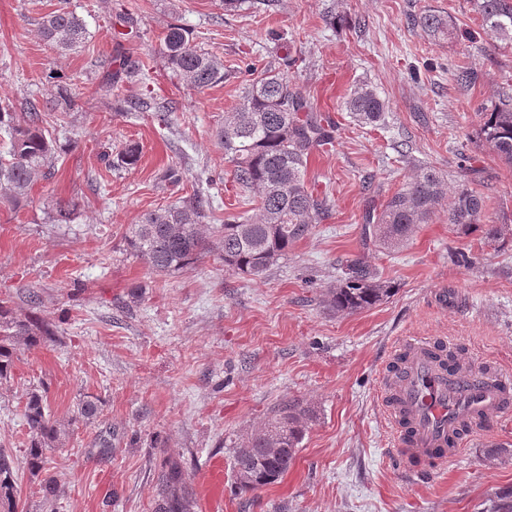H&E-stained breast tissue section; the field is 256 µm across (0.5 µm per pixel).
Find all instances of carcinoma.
I'll list each match as a JSON object with an SVG mask.
<instances>
[{"label": "carcinoma", "instance_id": "obj_1", "mask_svg": "<svg viewBox=\"0 0 512 512\" xmlns=\"http://www.w3.org/2000/svg\"><path fill=\"white\" fill-rule=\"evenodd\" d=\"M471 3L487 36L512 47V0ZM416 23L434 36L452 34L450 25L436 14L426 13ZM39 33L53 49L69 52L85 43L88 28L74 11L61 5L40 18ZM163 55L168 68L193 90L224 82V62L192 44L189 30L181 25L169 27ZM124 107L128 112L152 108L163 123L171 111L145 97L127 99ZM345 107L361 124L378 125L385 120L386 103L369 84L356 85ZM481 132L491 149L512 164V99L483 113ZM334 133L331 119L314 111L308 97L284 72L267 68L244 88L240 102L226 113L217 133L224 160L232 166L236 182L254 193L258 213L229 214L208 234L203 219L214 208V199L195 195L179 206L146 214L126 236V251L156 273L179 271L213 251L239 275H264L330 212L328 194H318L308 186L306 169L314 152L333 143ZM0 135L9 142L7 155L0 156V201L15 209L30 199L37 176L53 175L56 142L47 137L34 103L21 119L0 109ZM444 195V180L434 168H415L397 192L366 209L363 221L373 225L375 245L389 252L403 247L415 227L428 222ZM484 209V196L464 185L448 207V223L460 234L479 229L485 239L495 241L502 227L482 223ZM393 292L375 268L356 258L347 262L328 302L338 312L355 313L382 303ZM56 336L44 321L18 317L1 299L0 382L10 379L19 346L52 342ZM24 418L30 435L27 465L39 471L44 466V451L60 443L64 430L36 391L26 398ZM312 419V411L299 399L274 406L267 421L233 449L237 488L247 493L281 480ZM17 497L15 461L0 450V506L15 512ZM195 508L196 495L186 482L181 461L163 458L156 475L154 512H195ZM483 512H512V487L490 494Z\"/></svg>", "mask_w": 512, "mask_h": 512}]
</instances>
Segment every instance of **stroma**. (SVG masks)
I'll return each mask as SVG.
<instances>
[{"label": "stroma", "mask_w": 512, "mask_h": 512, "mask_svg": "<svg viewBox=\"0 0 512 512\" xmlns=\"http://www.w3.org/2000/svg\"><path fill=\"white\" fill-rule=\"evenodd\" d=\"M62 1L89 32L64 55L37 26ZM120 10L140 33L123 45L113 37ZM428 10L456 37L413 25ZM173 24L223 60V83L198 92L167 67ZM283 40L301 51L289 80L340 123L333 146L307 166L309 185L331 193L329 216L260 277L226 270L213 254L177 272L148 271L123 247L145 213L198 191L221 202L205 225L254 212L215 133L246 81L277 63ZM126 57L148 63L149 82L115 83L113 99L148 92L174 102L167 123L101 104L104 72ZM462 67L475 72L466 86L454 78ZM49 68L67 78L75 106L55 132L53 177L35 181L27 204L0 207V299L17 316L57 325L60 341L21 347L0 384V449L24 460L23 410L34 389L68 432L46 449L39 473L20 468L18 512H153L162 451L184 461L196 490L209 461L223 459V512H481L490 493L512 486L511 457L484 460L489 449H512V414L435 471L409 474L378 399L405 336L447 340L459 358L512 373V165L480 133L481 113L512 96V48L484 33L470 0H246L234 10L222 0H0V108L21 113L32 101L51 110L56 90L39 81ZM361 82L388 106L374 128L352 122L343 106ZM130 143L140 147L138 163L108 166ZM415 164L434 167L452 188L463 168L477 170L484 221L504 235L457 233L443 203L404 247L376 248L363 213L400 189ZM169 169L177 180L164 179ZM70 201L71 221L57 222V207ZM458 252L469 264L453 261ZM359 255L396 291L371 309L336 312L327 293L339 264ZM288 399L314 413L294 464L277 483L238 493L234 446ZM83 400L97 403L93 420H75ZM48 478L59 489L52 499L40 490Z\"/></svg>", "instance_id": "stroma-1"}]
</instances>
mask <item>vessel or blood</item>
I'll list each match as a JSON object with an SVG mask.
<instances>
[{
    "label": "vessel or blood",
    "mask_w": 512,
    "mask_h": 512,
    "mask_svg": "<svg viewBox=\"0 0 512 512\" xmlns=\"http://www.w3.org/2000/svg\"><path fill=\"white\" fill-rule=\"evenodd\" d=\"M432 350L426 338L405 337L402 371L385 373L381 381L379 401L409 473L418 464L452 458L466 436L512 413L511 374L472 364L451 373L434 359ZM203 490L209 501L222 499V461L206 467Z\"/></svg>",
    "instance_id": "vessel-or-blood-1"
}]
</instances>
